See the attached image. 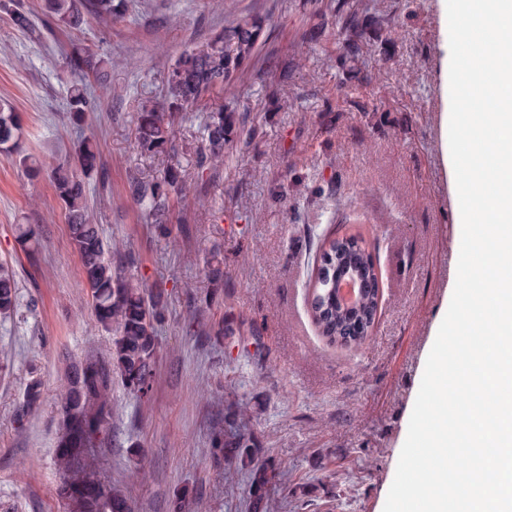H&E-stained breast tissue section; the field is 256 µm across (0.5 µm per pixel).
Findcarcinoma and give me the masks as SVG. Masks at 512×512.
<instances>
[{
    "mask_svg": "<svg viewBox=\"0 0 512 512\" xmlns=\"http://www.w3.org/2000/svg\"><path fill=\"white\" fill-rule=\"evenodd\" d=\"M45 10L55 21L79 29L90 16L102 23L123 17L127 0H45ZM269 25L261 14L242 16L205 42L183 51L168 68L161 106L144 107L137 113L136 146L140 153L155 156L168 152L181 113L216 93L234 94L239 75L252 63ZM112 58L88 48L66 53L64 65L71 75L68 87L69 120L84 122L94 104L92 81L105 89L104 78ZM204 149L199 166L217 170L224 165V152L244 134L243 117L232 106L206 113L203 122ZM0 155L18 157L31 174L40 171L33 157L22 150L20 119L12 103L0 99ZM97 144L81 140L71 158L56 164L53 184L68 212L70 238L82 262L83 284L88 290L97 327L111 335V348L105 360L88 357L70 366L61 396V429L56 445L55 464L59 473L58 497L67 512H129L125 497L112 492L110 484L99 480L90 489V480L99 476L98 449L108 440L107 423L112 408V378L136 397L149 400L153 363L157 353V325L162 321L165 302L159 293L147 290L122 274L112 257L124 253L120 242L110 243L102 236L90 208L86 179L96 168ZM131 197L147 212L151 223L166 228L171 207L189 204L183 188L181 169L172 163L160 178L132 177ZM35 233L29 224H18L15 240L26 251L33 250ZM322 263L312 283L309 302L312 320L321 336L330 342L359 347L366 343L374 327L379 290L375 264L366 242L356 236L327 241ZM362 274L365 286L360 302L352 309L336 304V280ZM18 286L13 274L0 269V315L17 307ZM41 398V383L30 381L24 403L17 413L23 420ZM248 403L239 401L229 408L224 422L228 429L213 440V448L224 452V460L251 474L249 508L253 512H279L280 501L268 493L271 477L255 463L258 445L255 437L234 430L245 419Z\"/></svg>",
    "mask_w": 512,
    "mask_h": 512,
    "instance_id": "cac0c4a2",
    "label": "carcinoma"
}]
</instances>
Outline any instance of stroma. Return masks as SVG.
Masks as SVG:
<instances>
[{"instance_id": "35a3bbf8", "label": "stroma", "mask_w": 512, "mask_h": 512, "mask_svg": "<svg viewBox=\"0 0 512 512\" xmlns=\"http://www.w3.org/2000/svg\"><path fill=\"white\" fill-rule=\"evenodd\" d=\"M124 19L80 30L51 21L43 0H0V98L15 106L26 153L49 162L93 139L99 162L90 203L106 239L126 245V276L162 292L152 400L112 384L109 439L100 475L130 493L131 512H248L244 472L210 454L224 414L246 400L240 428L257 437L280 512H383L409 419L453 291L457 246L451 176L440 147L446 109L441 0H132ZM27 12L32 28L11 21ZM357 11L373 24L348 51L336 17ZM270 18L253 64L236 83L250 136L202 182L205 112L223 94L189 108L174 155L150 157L135 143L142 106L163 101L169 66L237 16ZM111 55L112 92L83 127L68 120L72 46ZM278 80L269 83L267 71ZM179 161L188 197L167 228L151 224L128 195L131 176H163ZM31 225L34 252L15 227ZM358 234L378 272L369 344L356 349L319 335L309 280L324 239ZM218 257L224 278L207 275ZM0 265L18 283V307L0 318V512H65L54 464L67 366L106 356L70 239L65 206L48 168L30 176L0 158ZM211 296L196 310L194 301ZM233 321L237 334H198ZM42 401L24 423L15 413L27 384Z\"/></svg>"}]
</instances>
